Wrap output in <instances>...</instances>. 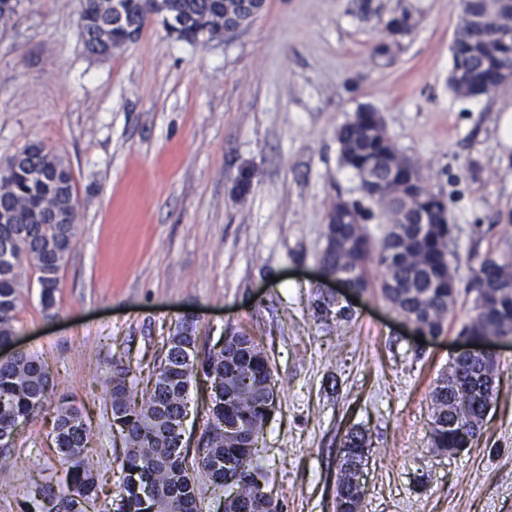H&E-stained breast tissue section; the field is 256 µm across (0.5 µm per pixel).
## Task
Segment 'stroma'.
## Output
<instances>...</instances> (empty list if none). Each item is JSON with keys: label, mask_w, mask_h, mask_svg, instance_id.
Wrapping results in <instances>:
<instances>
[{"label": "stroma", "mask_w": 512, "mask_h": 512, "mask_svg": "<svg viewBox=\"0 0 512 512\" xmlns=\"http://www.w3.org/2000/svg\"><path fill=\"white\" fill-rule=\"evenodd\" d=\"M359 4L265 0L230 40L197 47L151 22L108 59L78 43V0H22L0 31V165L45 142L70 163L78 199L56 305L43 310L38 288L25 289L17 333L88 418L100 512H113L122 462L101 383L119 360L128 386L144 389L189 308L199 350L234 328L267 354L277 402L257 446L279 512H336L339 450L355 427L372 442L362 512H512V345L499 348L498 397L471 445L430 443L431 392L473 314L467 287L483 258L512 260V147L500 127L512 84L481 99L449 88L460 0H372L366 17ZM402 6L420 23L386 64L373 50ZM363 107L448 202L458 295L442 335L422 342L376 287L350 321L314 314L326 213L357 194L336 130ZM189 398L183 445L194 449L209 384ZM55 409L23 424L0 461V512H17L31 481L63 479Z\"/></svg>", "instance_id": "1"}]
</instances>
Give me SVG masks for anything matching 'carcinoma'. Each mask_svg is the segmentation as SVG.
Instances as JSON below:
<instances>
[{"label": "carcinoma", "instance_id": "1", "mask_svg": "<svg viewBox=\"0 0 512 512\" xmlns=\"http://www.w3.org/2000/svg\"><path fill=\"white\" fill-rule=\"evenodd\" d=\"M124 16L113 0H79L78 36L91 56L106 58L131 42V35L150 21L168 35L191 45L224 39V33L248 26L262 9L259 0H121ZM20 0H0V28L18 14ZM461 20L451 45L448 85L471 98L487 97L497 64L512 57V16L497 0H460ZM418 21L407 7L392 15L386 28L395 38L374 47V55L390 63L400 40ZM340 163L358 180L360 196L337 195L326 213V243L320 264L342 276L357 293L370 286V266L383 271L380 290L401 316L433 336L442 333L455 302L448 246L452 227L440 193L425 184L421 167L389 137L378 112L364 108L336 129ZM77 189L72 167L44 142L20 148L0 169V346L17 334L16 311L22 288L36 281L45 310L55 306L62 287L60 273L76 235ZM382 217L383 238L373 245L367 224ZM494 278H481L488 264ZM475 293L473 315L464 328L475 336H512V261L485 258L469 284ZM320 319L348 320L349 309L335 306L319 293L313 301ZM196 326L183 320L170 333L167 351L152 386L141 399L127 386L129 369L115 362L104 384V407L111 426L124 439L125 452L115 512H202L199 480L228 488L224 512H277L256 477L257 435L269 415L272 373L257 340L232 331L224 344L204 355L196 351ZM204 376L213 391L201 446L183 448L182 420L193 382ZM55 395V381L39 356L23 352L0 361V457L14 446L20 425L38 416ZM494 368L479 357L453 358L432 391V447L459 452L476 436L486 410L496 400ZM56 451L68 464L58 486L37 484L18 501L19 512H95L99 483L88 456L90 429L82 411L58 404L53 422ZM369 438L351 429L340 449L336 512H361L364 490L357 466Z\"/></svg>", "mask_w": 512, "mask_h": 512}]
</instances>
